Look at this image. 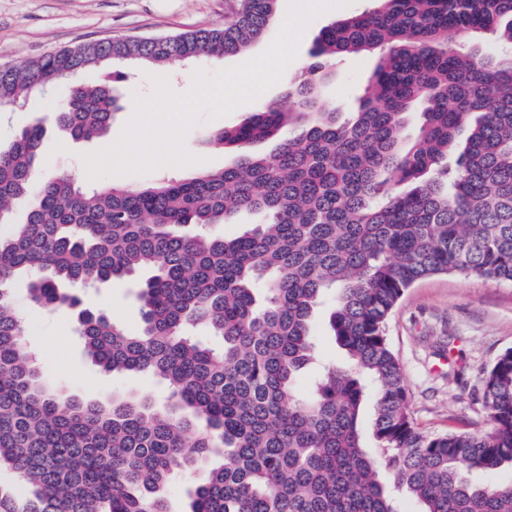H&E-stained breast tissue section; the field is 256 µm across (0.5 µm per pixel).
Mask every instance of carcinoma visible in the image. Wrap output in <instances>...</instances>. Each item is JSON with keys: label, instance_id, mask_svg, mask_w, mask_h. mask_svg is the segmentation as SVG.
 Instances as JSON below:
<instances>
[{"label": "carcinoma", "instance_id": "obj_1", "mask_svg": "<svg viewBox=\"0 0 512 512\" xmlns=\"http://www.w3.org/2000/svg\"><path fill=\"white\" fill-rule=\"evenodd\" d=\"M279 0H233L224 21L162 37L122 36L0 68V108L40 85L73 86L50 121L74 141L112 124L118 65L184 67L260 38ZM324 27L290 107L264 102L210 142L233 166L148 186L87 190L40 167L45 128L0 148V468L31 496L0 488V512H169L178 471L199 474L189 512H512V483L466 472L512 465V349L482 377L479 431L432 434L415 422L388 318L419 280L439 274L512 284V58H481L448 33L512 48V0H371ZM378 53L358 111L342 119L320 93L345 55ZM423 106L414 137L410 108ZM274 138L266 154L252 143ZM264 217L232 239L181 228ZM27 270L30 301L75 306L74 288L147 271L131 333L104 312L80 313L85 357L105 373L146 372L168 400L68 395L43 377L9 284ZM329 302L346 363L315 360L310 323ZM222 342L216 349L202 335ZM374 407L379 454L362 444ZM386 470L389 480L379 479Z\"/></svg>", "mask_w": 512, "mask_h": 512}]
</instances>
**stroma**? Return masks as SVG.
<instances>
[{
  "mask_svg": "<svg viewBox=\"0 0 512 512\" xmlns=\"http://www.w3.org/2000/svg\"><path fill=\"white\" fill-rule=\"evenodd\" d=\"M228 6L229 0H0V67H19L50 51L90 40L174 35L208 27L223 21ZM375 62L369 54L337 60L335 78L324 95L342 116L357 110ZM132 73V80L114 86L118 107L105 136L74 142L48 126L50 109L67 93L68 87H61L33 92L23 105L0 110V146L23 128L46 124L43 171L72 175L88 187L147 185L163 177L183 179L234 163L232 153L208 144L207 139L214 130L238 124L246 113L242 106L228 116L203 121L186 134L184 147L195 158L192 164L90 179L84 155L118 141L135 112L136 98L153 93V77L165 78L176 93L192 85L191 79L176 77L168 69L136 67ZM28 284L24 277L15 280L14 301L29 328L28 345L36 352L46 379L64 392L90 400L126 390L164 401V383L149 374L99 373L85 358L74 333L73 310L32 304ZM79 297L83 308L106 311L128 330H136L140 323L132 282L116 280L84 288ZM387 337L403 366L411 412L424 431L482 428L486 413L481 378L500 353L512 348V286L455 275L420 280L392 313Z\"/></svg>",
  "mask_w": 512,
  "mask_h": 512,
  "instance_id": "1",
  "label": "stroma"
}]
</instances>
